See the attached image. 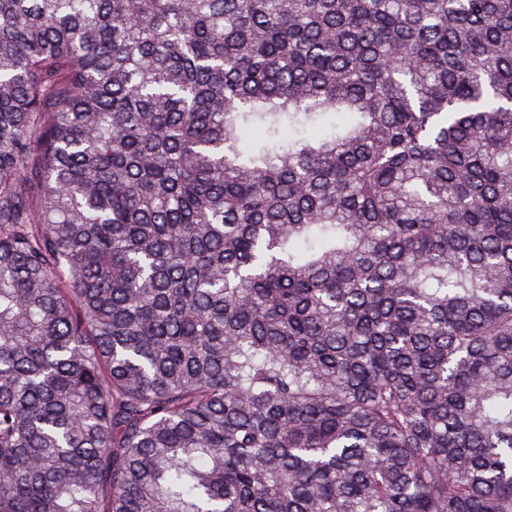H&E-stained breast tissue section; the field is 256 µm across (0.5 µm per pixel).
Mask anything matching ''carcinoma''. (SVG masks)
I'll return each mask as SVG.
<instances>
[{"mask_svg": "<svg viewBox=\"0 0 512 512\" xmlns=\"http://www.w3.org/2000/svg\"><path fill=\"white\" fill-rule=\"evenodd\" d=\"M0 512H512V0H0Z\"/></svg>", "mask_w": 512, "mask_h": 512, "instance_id": "cac0c4a2", "label": "carcinoma"}]
</instances>
